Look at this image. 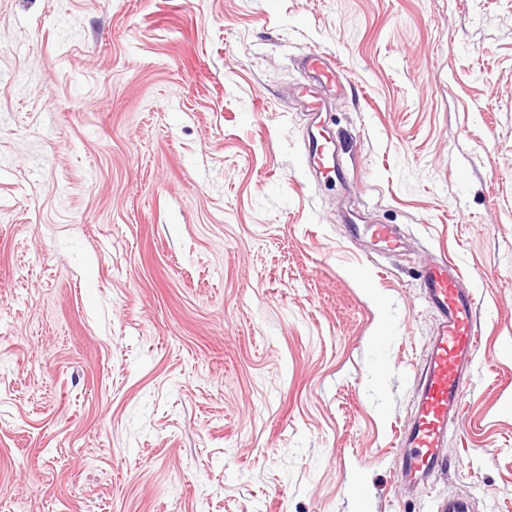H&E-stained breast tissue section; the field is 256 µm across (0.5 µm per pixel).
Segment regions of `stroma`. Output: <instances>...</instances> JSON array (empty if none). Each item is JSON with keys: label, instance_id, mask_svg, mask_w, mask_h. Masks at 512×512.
I'll return each mask as SVG.
<instances>
[{"label": "stroma", "instance_id": "35a3bbf8", "mask_svg": "<svg viewBox=\"0 0 512 512\" xmlns=\"http://www.w3.org/2000/svg\"><path fill=\"white\" fill-rule=\"evenodd\" d=\"M314 51L341 183L303 153ZM441 257L479 348L411 492ZM451 495L512 512V0H0V512ZM301 65L309 82L300 87L299 94L307 100L311 115L322 112L320 92L340 85L345 76L343 66L336 56L322 52L307 54Z\"/></svg>", "mask_w": 512, "mask_h": 512}]
</instances>
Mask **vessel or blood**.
<instances>
[{
  "mask_svg": "<svg viewBox=\"0 0 512 512\" xmlns=\"http://www.w3.org/2000/svg\"><path fill=\"white\" fill-rule=\"evenodd\" d=\"M302 68L307 82L299 93L307 100L310 112H319L321 91L340 85L343 66L334 55L313 52L303 58ZM306 152L318 171L340 172L336 155L322 133L310 134ZM418 279L437 324L418 380L416 412L403 433L398 461L403 485L415 490L446 466L448 428L460 415L478 350L476 303L471 290L463 285L460 269L439 259L423 266Z\"/></svg>",
  "mask_w": 512,
  "mask_h": 512,
  "instance_id": "obj_1",
  "label": "vessel or blood"
}]
</instances>
